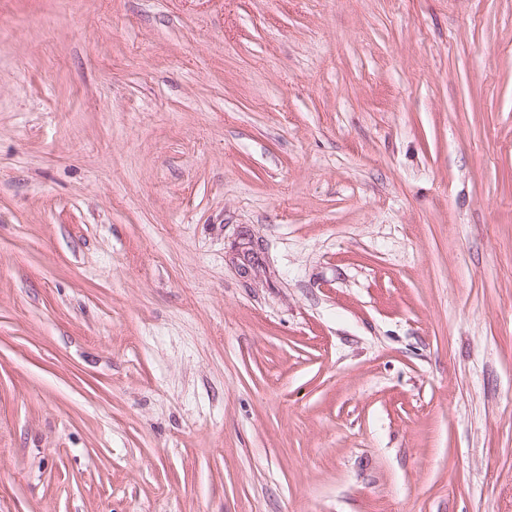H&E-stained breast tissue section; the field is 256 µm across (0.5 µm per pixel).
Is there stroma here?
Listing matches in <instances>:
<instances>
[{"instance_id": "35a3bbf8", "label": "stroma", "mask_w": 512, "mask_h": 512, "mask_svg": "<svg viewBox=\"0 0 512 512\" xmlns=\"http://www.w3.org/2000/svg\"><path fill=\"white\" fill-rule=\"evenodd\" d=\"M0 512H512V0H0Z\"/></svg>"}]
</instances>
